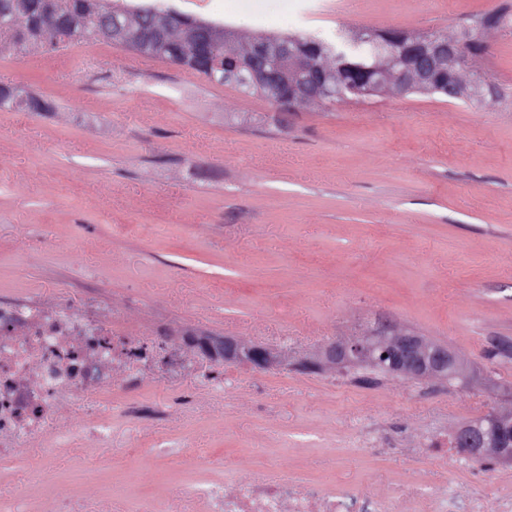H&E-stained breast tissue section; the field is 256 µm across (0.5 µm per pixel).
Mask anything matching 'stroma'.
Listing matches in <instances>:
<instances>
[{
    "mask_svg": "<svg viewBox=\"0 0 512 512\" xmlns=\"http://www.w3.org/2000/svg\"><path fill=\"white\" fill-rule=\"evenodd\" d=\"M245 34L398 28L453 34L512 0H147ZM475 68L504 98L410 94L302 106L83 41L0 51V84L51 106L0 109V302L104 301L133 335L236 336L300 358L386 319L447 345L470 385L186 356L122 395L61 404L0 461V512H208L256 479L512 492L448 438L512 399V29ZM379 449H366L367 437Z\"/></svg>",
    "mask_w": 512,
    "mask_h": 512,
    "instance_id": "obj_1",
    "label": "stroma"
}]
</instances>
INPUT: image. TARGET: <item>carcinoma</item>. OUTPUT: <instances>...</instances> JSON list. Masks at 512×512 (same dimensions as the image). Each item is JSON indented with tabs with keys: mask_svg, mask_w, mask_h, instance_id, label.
I'll return each mask as SVG.
<instances>
[{
	"mask_svg": "<svg viewBox=\"0 0 512 512\" xmlns=\"http://www.w3.org/2000/svg\"><path fill=\"white\" fill-rule=\"evenodd\" d=\"M81 19L74 30L59 36L60 47L82 41L99 40L101 28L120 29L140 38H153L163 32L164 45L155 58H161L181 67L189 68L208 81L234 86L245 95L258 94L273 104L289 94V87L282 83L259 89L250 87L251 77L241 70L235 74L220 67L228 56L246 59L256 51L259 36H242L231 33L221 25L210 24L212 38L208 43L190 42L186 29L193 18L174 17L168 11L152 7H121L112 0H0V26L12 30L9 46L29 50L38 49L42 43L44 26L52 20L64 21L68 16ZM270 55L268 65L284 66L295 57L309 67L329 75L331 92L336 102L363 97L362 91L376 81L377 57L380 50L373 44L355 45L350 35L341 31L334 38L305 36H267ZM9 87H0V108L45 112L50 104L34 96H26L27 104L15 103L8 93Z\"/></svg>",
	"mask_w": 512,
	"mask_h": 512,
	"instance_id": "1",
	"label": "carcinoma"
}]
</instances>
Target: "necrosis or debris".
<instances>
[{"mask_svg":"<svg viewBox=\"0 0 512 512\" xmlns=\"http://www.w3.org/2000/svg\"><path fill=\"white\" fill-rule=\"evenodd\" d=\"M97 305L76 313L24 302L0 303V458L12 442L48 430L57 403L91 398L114 368L137 378L160 365L173 374L185 366L177 354L145 338L129 336L102 320ZM210 512H392L389 500L369 497L346 484L323 488L292 480H257L208 493Z\"/></svg>","mask_w":512,"mask_h":512,"instance_id":"obj_1","label":"necrosis or debris"}]
</instances>
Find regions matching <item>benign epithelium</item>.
<instances>
[{
	"label": "benign epithelium",
	"instance_id": "1",
	"mask_svg": "<svg viewBox=\"0 0 512 512\" xmlns=\"http://www.w3.org/2000/svg\"><path fill=\"white\" fill-rule=\"evenodd\" d=\"M465 42L454 47L430 33L402 32L399 48L382 57L385 69L396 81L397 93L406 95L414 90L431 89L443 72L457 74L465 65L468 54ZM225 68L234 72L246 69L252 80L261 87L288 81V73L266 66L262 56H252L246 61L234 59L225 62ZM307 74V81L292 84L298 93L310 94L320 102L327 101L329 92L323 79ZM496 85L475 76L466 81H453L448 85V95L468 103L494 92ZM185 350L203 354L211 361L226 365H247L269 370L288 365V351L244 342L233 336H202L190 334L179 337ZM310 370L336 367L375 369L382 375H399L406 380L434 378L454 388L469 382L464 362L448 347L435 343L418 333L382 321L355 336L332 341L318 347L312 354L299 360ZM512 428V401L497 404L489 417L457 428L454 445L463 455L479 453L502 464L512 465V448L506 447L504 431Z\"/></svg>",
	"mask_w": 512,
	"mask_h": 512
}]
</instances>
